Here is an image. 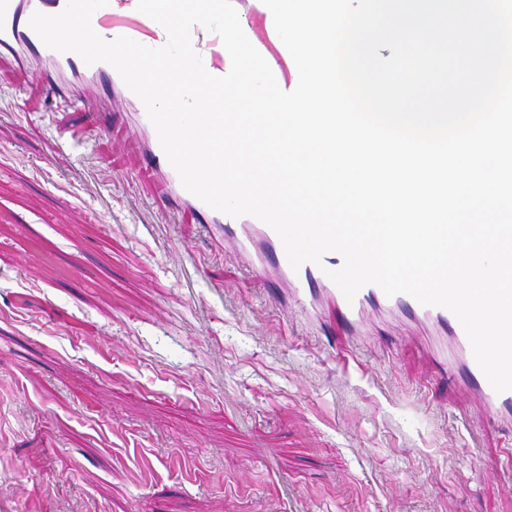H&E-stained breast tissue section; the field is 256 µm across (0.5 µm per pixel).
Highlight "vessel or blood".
<instances>
[{"label":"vessel or blood","mask_w":512,"mask_h":512,"mask_svg":"<svg viewBox=\"0 0 512 512\" xmlns=\"http://www.w3.org/2000/svg\"><path fill=\"white\" fill-rule=\"evenodd\" d=\"M137 4L138 0H126L121 7L111 2L98 9L91 20L94 31L106 40L127 36L148 47L164 46L167 39L161 36L159 24L139 12ZM65 6L66 0H0V56H11L19 65L32 57L44 62L40 78L46 93L74 109L97 112L101 117L98 129L104 132L111 125L115 68L104 62L90 65L76 53L50 49L29 25L34 13L55 15ZM191 42L205 69L212 75H223L224 46L220 36L197 24L191 29ZM130 120L145 138L143 157L148 172L164 183L172 204L192 209L203 218V230L216 249L232 247L249 270L274 271L278 281L290 288L300 303L326 301L349 324L360 323L366 310L375 307L405 311L412 319L434 326L441 334L437 344L440 365L461 381L487 418L512 419V390L499 393L492 388L474 358L462 325L451 311L421 305L407 294L387 296L374 284L363 286L354 300H347L329 277L344 264L342 255L335 251L323 254L320 263L307 262L292 269L283 244L271 227L251 215L235 218L217 211L184 188L146 112L131 113Z\"/></svg>","instance_id":"vessel-or-blood-1"}]
</instances>
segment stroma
<instances>
[{
	"label": "stroma",
	"mask_w": 512,
	"mask_h": 512,
	"mask_svg": "<svg viewBox=\"0 0 512 512\" xmlns=\"http://www.w3.org/2000/svg\"><path fill=\"white\" fill-rule=\"evenodd\" d=\"M112 132L0 63V495L11 512H512V429L378 315L280 309ZM204 273H197V266Z\"/></svg>",
	"instance_id": "stroma-1"
}]
</instances>
